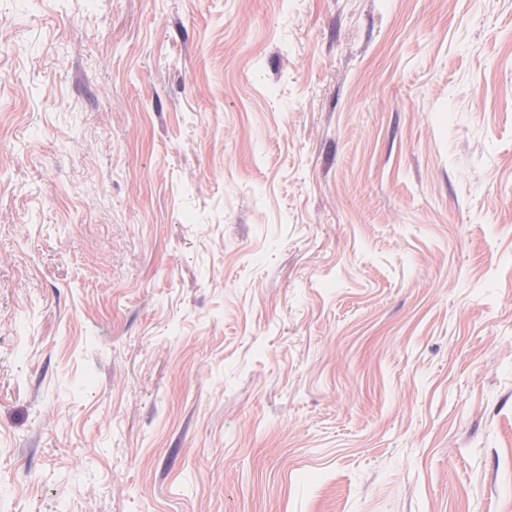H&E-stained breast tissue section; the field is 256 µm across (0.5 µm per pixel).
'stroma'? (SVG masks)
<instances>
[{"label":"stroma","instance_id":"obj_1","mask_svg":"<svg viewBox=\"0 0 512 512\" xmlns=\"http://www.w3.org/2000/svg\"><path fill=\"white\" fill-rule=\"evenodd\" d=\"M0 512H512V0H0Z\"/></svg>","mask_w":512,"mask_h":512}]
</instances>
